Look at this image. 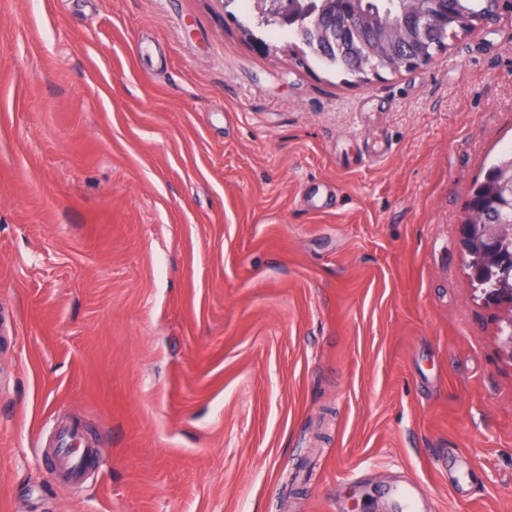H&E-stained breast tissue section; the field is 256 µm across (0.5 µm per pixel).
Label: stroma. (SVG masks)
<instances>
[{"mask_svg": "<svg viewBox=\"0 0 512 512\" xmlns=\"http://www.w3.org/2000/svg\"><path fill=\"white\" fill-rule=\"evenodd\" d=\"M238 11L0 0V512H512L458 234L512 144V9L356 84ZM94 447L85 441L82 426L71 421L62 426L57 439L55 460L48 473L57 482L79 484L94 464Z\"/></svg>", "mask_w": 512, "mask_h": 512, "instance_id": "stroma-1", "label": "stroma"}]
</instances>
